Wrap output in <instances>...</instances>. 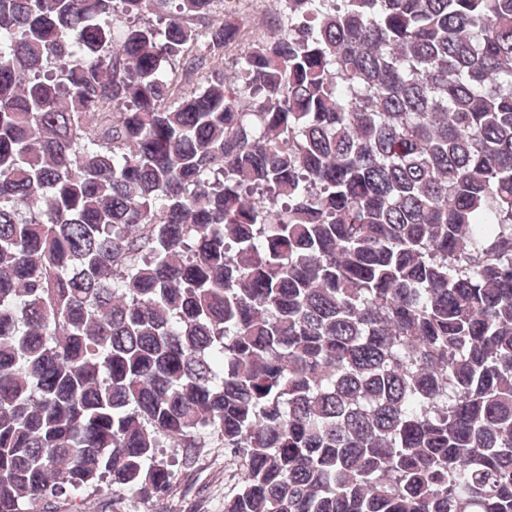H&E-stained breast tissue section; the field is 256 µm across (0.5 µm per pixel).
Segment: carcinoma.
<instances>
[{
  "instance_id": "cac0c4a2",
  "label": "carcinoma",
  "mask_w": 512,
  "mask_h": 512,
  "mask_svg": "<svg viewBox=\"0 0 512 512\" xmlns=\"http://www.w3.org/2000/svg\"><path fill=\"white\" fill-rule=\"evenodd\" d=\"M0 0V512H512V0ZM244 1H254L253 4L246 3L242 9V13L247 16L249 19L252 30L264 32L263 27V19L269 15L272 2L271 0H244ZM214 444L208 448H196L194 462L186 466L182 462L183 448H161L163 457L172 460L174 496L164 505L153 500H141L128 491L96 490L87 488L77 498L61 499L51 511L81 512V499L93 506L94 512H188L196 495L206 500L208 512H224V496L232 493L236 468L224 461V448ZM163 507L164 510L160 509Z\"/></svg>"
}]
</instances>
